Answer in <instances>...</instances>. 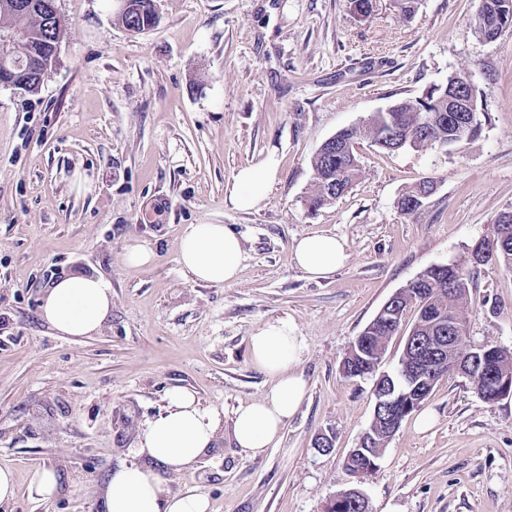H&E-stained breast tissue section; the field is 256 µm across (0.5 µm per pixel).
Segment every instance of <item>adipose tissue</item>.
<instances>
[{
  "label": "adipose tissue",
  "mask_w": 512,
  "mask_h": 512,
  "mask_svg": "<svg viewBox=\"0 0 512 512\" xmlns=\"http://www.w3.org/2000/svg\"><path fill=\"white\" fill-rule=\"evenodd\" d=\"M277 177L274 158L240 169L227 193L238 210L257 207L265 190ZM178 261L195 281L231 283L244 260L241 237L222 224H189L177 246ZM293 258L310 279H326L349 258L345 241L333 236H305L295 241ZM112 312V289L102 277L77 274L61 278L49 288L40 314L54 330L83 337L98 332ZM254 365L272 376V387L260 398L238 408L233 437L238 448L251 456L262 455L276 443L281 431L303 403L307 382L295 369L303 339L288 319L266 322L249 340ZM224 419L221 408L202 406L194 392L175 388L166 404L140 427L134 453L136 463L112 472L104 492L106 512H208L205 495L188 487L167 490L160 470H191L209 448ZM150 465H141V458Z\"/></svg>",
  "instance_id": "obj_1"
}]
</instances>
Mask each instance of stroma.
<instances>
[{
  "label": "stroma",
  "instance_id": "stroma-1",
  "mask_svg": "<svg viewBox=\"0 0 512 512\" xmlns=\"http://www.w3.org/2000/svg\"><path fill=\"white\" fill-rule=\"evenodd\" d=\"M160 0L158 24L132 33L108 0H58L65 34L38 94L0 85V467L17 496L0 512H103L112 471L134 462L139 428L173 387L224 410L216 439L168 490L194 486L209 512H324L356 486L370 512H512V397L488 402L458 373L407 417L374 471L343 468L373 415L371 378L346 377L351 345L390 297L437 264H467L472 247L512 210V29L488 42L480 0ZM471 79L487 114L478 137L386 152L356 141L361 175L348 193L309 209L310 160L337 132L451 73ZM279 162L260 206L242 211L227 188L243 166ZM86 172L90 192L73 175ZM434 190L417 214L398 201ZM224 224L245 261L231 283H197L177 261L184 225ZM334 235L346 264L314 281L296 265L303 236ZM154 253L133 266L125 247ZM80 272L112 288L96 335L64 336L40 315L52 283ZM460 305L463 351H512V272L473 271ZM292 319L307 397L281 441L257 457L237 447L236 409L272 379L249 338ZM330 436L331 452L315 441ZM57 475L30 496L29 477ZM56 484L55 471L50 468H42L32 474L29 481V492L31 495L44 496L51 493Z\"/></svg>",
  "mask_w": 512,
  "mask_h": 512
}]
</instances>
